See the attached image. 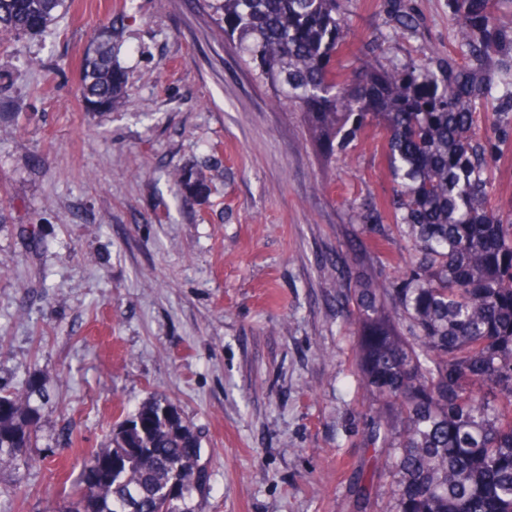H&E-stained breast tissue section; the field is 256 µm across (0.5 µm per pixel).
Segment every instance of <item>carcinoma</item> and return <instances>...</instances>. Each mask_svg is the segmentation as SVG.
I'll list each match as a JSON object with an SVG mask.
<instances>
[{
  "mask_svg": "<svg viewBox=\"0 0 512 512\" xmlns=\"http://www.w3.org/2000/svg\"><path fill=\"white\" fill-rule=\"evenodd\" d=\"M241 64L278 104L302 113L324 162L383 131L390 178L354 201L351 225L373 234L331 260L328 281L357 330L373 468L390 479L386 512H512V199L495 202L512 168V0H447L448 49L388 58L423 37L417 0H379L381 29L356 44L341 0H196ZM65 0H0V40L37 35ZM98 30L80 92L96 112L126 99ZM402 262L370 271L394 241ZM34 392L0 388L1 492L23 490L36 462ZM201 433L164 395L128 414L83 470L112 461L105 483L78 478L61 512H204Z\"/></svg>",
  "mask_w": 512,
  "mask_h": 512,
  "instance_id": "obj_1",
  "label": "carcinoma"
}]
</instances>
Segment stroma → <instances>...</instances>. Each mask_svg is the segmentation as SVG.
Returning a JSON list of instances; mask_svg holds the SVG:
<instances>
[{
  "label": "stroma",
  "mask_w": 512,
  "mask_h": 512,
  "mask_svg": "<svg viewBox=\"0 0 512 512\" xmlns=\"http://www.w3.org/2000/svg\"><path fill=\"white\" fill-rule=\"evenodd\" d=\"M67 2L0 46V386L49 399L0 512H54L155 393L202 433L205 512H356L364 393L326 261L349 200L390 186L380 130L325 164L191 0ZM109 21L131 101L96 113L81 62Z\"/></svg>",
  "instance_id": "stroma-1"
}]
</instances>
